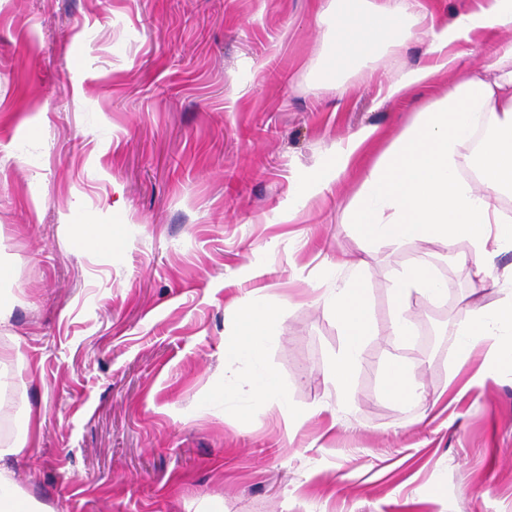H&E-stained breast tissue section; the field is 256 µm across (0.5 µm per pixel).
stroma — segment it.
Instances as JSON below:
<instances>
[{"instance_id":"stroma-1","label":"stroma","mask_w":512,"mask_h":512,"mask_svg":"<svg viewBox=\"0 0 512 512\" xmlns=\"http://www.w3.org/2000/svg\"><path fill=\"white\" fill-rule=\"evenodd\" d=\"M324 3L0 0V274L17 293L0 347L21 353L0 442L40 411L15 466L49 512H512V366L469 389L455 373L460 307L498 292L471 293L438 242L362 239V168L332 170L364 127L375 161L457 74L387 98L431 63L418 36L318 80ZM422 255L447 293L411 299L400 338L389 277ZM341 257L363 260L378 328L345 409L344 338L314 300ZM252 291L278 317L260 358L225 366L231 302ZM395 360L436 407L383 395ZM268 371L300 427L255 397Z\"/></svg>"}]
</instances>
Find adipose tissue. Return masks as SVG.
Listing matches in <instances>:
<instances>
[{
  "instance_id": "1",
  "label": "adipose tissue",
  "mask_w": 512,
  "mask_h": 512,
  "mask_svg": "<svg viewBox=\"0 0 512 512\" xmlns=\"http://www.w3.org/2000/svg\"><path fill=\"white\" fill-rule=\"evenodd\" d=\"M417 0H328L319 19L332 23L334 36L323 51L321 77L338 79L352 65L375 60L415 36L432 46L431 65L394 75L387 95L399 97L407 88L431 84L439 72L459 71L460 77L431 108L418 113L414 123L363 173L359 202L350 222L366 239L395 246L419 241L441 242L456 251L459 240L468 250L457 253L476 288L501 292L489 309L465 308L458 318L457 360L466 366L473 352L485 350L488 367H496L512 353V267L498 270L501 253L512 251V45L498 46L496 37L512 32V0H485L475 12L456 17L442 28H419ZM481 32L488 58L478 72L460 71L448 46ZM394 335L412 333L408 313L411 297L434 302L446 293L432 261L419 257L391 281ZM345 337L336 360L334 384L348 393L353 370L364 360V343L376 335L366 292L359 276L338 282L323 295ZM245 342L224 348L225 360L241 350L260 354L265 330L274 309L240 302ZM384 394L400 405L426 401L414 374L405 365L388 368ZM40 424L33 409L22 414V426L12 444L0 443V512H44L42 504L23 494L8 464L18 455Z\"/></svg>"
}]
</instances>
